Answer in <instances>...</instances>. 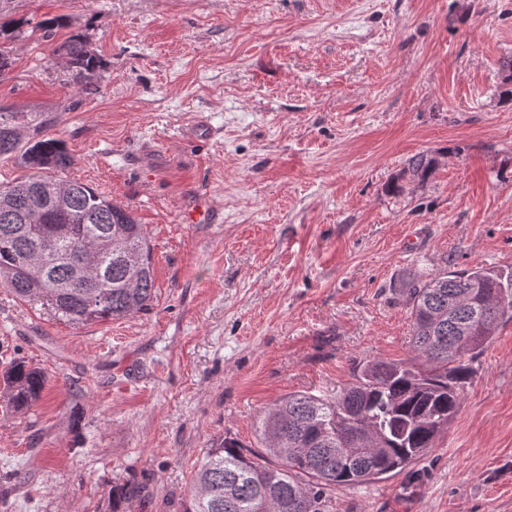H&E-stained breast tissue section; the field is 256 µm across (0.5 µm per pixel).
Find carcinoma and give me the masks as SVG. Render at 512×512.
<instances>
[{
	"label": "carcinoma",
	"mask_w": 512,
	"mask_h": 512,
	"mask_svg": "<svg viewBox=\"0 0 512 512\" xmlns=\"http://www.w3.org/2000/svg\"><path fill=\"white\" fill-rule=\"evenodd\" d=\"M79 81L101 61L83 35L56 49ZM36 112L0 107V160L26 173L0 183L14 197L0 209V284L21 299L45 301L75 323L109 322L146 311L154 269L144 226L87 183L69 180L64 144L41 138ZM32 129L27 142L21 129ZM433 160L413 157L425 177ZM139 256L130 268L124 256ZM413 355L397 363L367 360L334 397L290 393L258 418L260 451L244 453L230 434L194 473L183 512H332L331 491L399 473L430 449L458 412L477 362L503 320H512V272L477 265L413 279L405 288ZM15 409L41 395L45 373L19 363L7 377ZM112 486V512L135 495Z\"/></svg>",
	"instance_id": "obj_1"
}]
</instances>
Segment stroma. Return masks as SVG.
Segmentation results:
<instances>
[{
    "instance_id": "stroma-1",
    "label": "stroma",
    "mask_w": 512,
    "mask_h": 512,
    "mask_svg": "<svg viewBox=\"0 0 512 512\" xmlns=\"http://www.w3.org/2000/svg\"><path fill=\"white\" fill-rule=\"evenodd\" d=\"M0 23V106L48 115L68 178L145 225L156 288L75 324L0 286V512H112L127 481L126 512H181L224 434L411 356L409 280L512 271V0H0ZM74 33L103 61L84 86L53 53ZM200 200L211 223H185ZM16 362L47 373L21 412ZM332 498L512 512V320L435 448Z\"/></svg>"
}]
</instances>
